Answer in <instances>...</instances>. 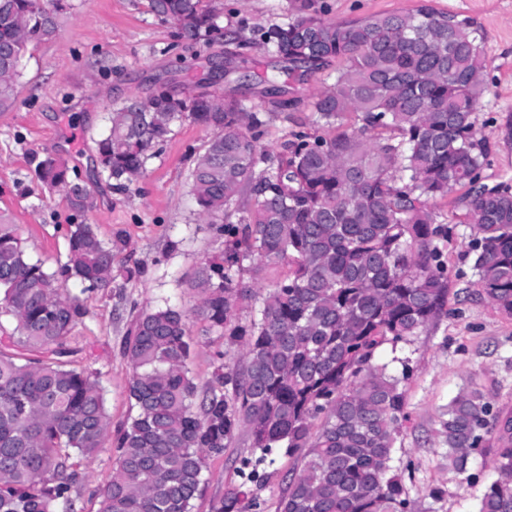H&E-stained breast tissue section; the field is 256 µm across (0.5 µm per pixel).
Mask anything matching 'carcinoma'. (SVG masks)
Wrapping results in <instances>:
<instances>
[{
  "label": "carcinoma",
  "instance_id": "cac0c4a2",
  "mask_svg": "<svg viewBox=\"0 0 512 512\" xmlns=\"http://www.w3.org/2000/svg\"><path fill=\"white\" fill-rule=\"evenodd\" d=\"M51 3L0 0V70L13 71L0 79V111L18 96L28 47L51 41L71 8ZM148 8L183 40L224 41L215 0H148ZM254 41L290 76L340 64L313 104V123L326 134L291 132L274 163L254 134L263 121L241 100L226 97L214 112L209 93L160 91L124 101L98 141L99 165L123 188L144 174L150 149L175 123L210 130L192 192L199 216L222 224L227 243L194 272L196 306H157L131 321L123 353L132 414L114 439L97 377L68 360V336L85 310L63 295L55 273L27 258L19 237L0 232V316L15 322L11 330L0 324V512L73 509L80 461L109 441L116 461L99 512H192L207 459L244 428L265 456L303 451L281 512H407L393 462L409 367L396 355L378 360V350L414 343L448 313L452 230L432 201L465 190L476 284L512 314V186L479 183L484 43L468 18L425 3L336 21L317 0H300L284 23L257 27ZM350 113L360 125L348 130ZM37 175L64 188L72 209L91 205L60 159L41 160ZM246 200V216L232 222ZM125 247L120 234L106 243L92 225L76 224L64 272L106 288ZM281 261L288 277L263 294L258 317L242 322L256 300L244 274L254 280L262 265ZM192 318L243 345L242 364L216 366L203 395L189 368ZM443 428L457 472L492 456L498 478L478 512H512V413L473 389L451 399Z\"/></svg>",
  "mask_w": 512,
  "mask_h": 512
}]
</instances>
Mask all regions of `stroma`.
<instances>
[{
	"instance_id": "obj_1",
	"label": "stroma",
	"mask_w": 512,
	"mask_h": 512,
	"mask_svg": "<svg viewBox=\"0 0 512 512\" xmlns=\"http://www.w3.org/2000/svg\"><path fill=\"white\" fill-rule=\"evenodd\" d=\"M421 1L324 0L329 17L339 21L410 12ZM426 1L470 18L483 38L489 86L475 126L487 148L481 181L512 183V139L503 134L512 122V0ZM223 3L220 24L235 32L236 42L190 45L149 12L147 0H71L55 39L24 57L17 99L0 112V226L25 240L28 257L48 271L59 270L72 224L93 225L106 242L117 233L127 241L113 260L109 287L89 289L72 279L65 288L86 310L67 344L75 352V366L97 376L114 430L130 409V367L122 344L131 320L140 310L165 303L192 308L198 296L187 277L206 256L224 249L225 238L217 225L199 217L191 192L193 160L209 131L187 121L176 124L171 137L151 150L144 176L119 189L97 164V142L113 109L127 98L146 100L163 89L178 98L202 91L231 94L259 113V146L274 157L291 130L309 126L312 102L335 79L331 68L289 78L252 42L255 26L287 21L299 0ZM274 84L300 99L298 111L277 108L278 96L270 91ZM49 155L66 164L70 181L90 191L91 209L72 210L62 189L38 180L36 166ZM434 209L453 229L446 248L452 282L448 316L414 344L379 353L383 360L394 354L408 359L410 368L394 465L402 474L409 512H477L494 473L480 457L463 474L449 467L442 423L449 401L473 388L482 390L495 409L512 412V315L476 286L468 248L472 229L463 222L461 206L448 198L436 201ZM130 269L137 277L127 278ZM188 334L195 343L190 369L200 388L209 386L218 363H239L242 347L225 345L203 322L190 320ZM258 456L244 431L222 455L208 458L193 512H213L230 489L257 500L260 512H279L300 456L279 452L274 463H259L256 478H247L242 463ZM115 458L109 446L80 466L73 491L76 512H98Z\"/></svg>"
}]
</instances>
